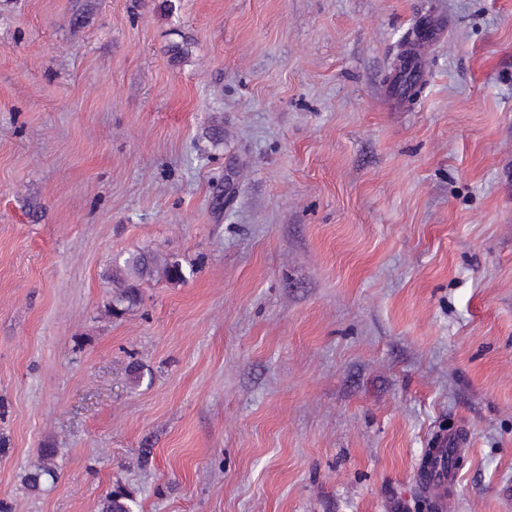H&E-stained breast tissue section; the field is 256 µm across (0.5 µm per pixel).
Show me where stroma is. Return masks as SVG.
<instances>
[{
	"label": "stroma",
	"instance_id": "obj_1",
	"mask_svg": "<svg viewBox=\"0 0 512 512\" xmlns=\"http://www.w3.org/2000/svg\"><path fill=\"white\" fill-rule=\"evenodd\" d=\"M442 433L512 512V0H0L1 505L432 512ZM447 25L440 16H433L427 23L426 28L420 35H416L413 43L399 57L406 59L405 67L413 72L419 83L426 81L429 76L427 59L420 52L422 45L432 44L445 38ZM155 272L173 282L186 278L182 263L175 257L142 252L126 258L122 265L115 262L112 268V301L109 304L111 314L120 316L137 306L141 300L139 285L152 279ZM445 437L435 441V448H428L418 479L424 493L431 499L434 508H441L442 494L448 484L455 482L457 473L446 462ZM57 448H41L39 461L23 476V485L26 490L32 493L40 492L51 480L56 478V465L54 459ZM136 506L133 493L124 486H116L99 504V512H135Z\"/></svg>",
	"mask_w": 512,
	"mask_h": 512
}]
</instances>
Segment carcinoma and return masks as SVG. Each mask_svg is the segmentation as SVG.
<instances>
[{
	"label": "carcinoma",
	"instance_id": "obj_1",
	"mask_svg": "<svg viewBox=\"0 0 512 512\" xmlns=\"http://www.w3.org/2000/svg\"><path fill=\"white\" fill-rule=\"evenodd\" d=\"M162 274L167 280L179 282L185 279L182 263L169 256H159L152 252H142L126 258L123 263L112 268V301L109 311L120 316L141 300L139 285L153 277L154 273ZM55 448H43L39 461L23 476L26 490L36 493L56 478L54 459ZM136 506L133 493L124 486L110 490L99 504V512H134Z\"/></svg>",
	"mask_w": 512,
	"mask_h": 512
}]
</instances>
